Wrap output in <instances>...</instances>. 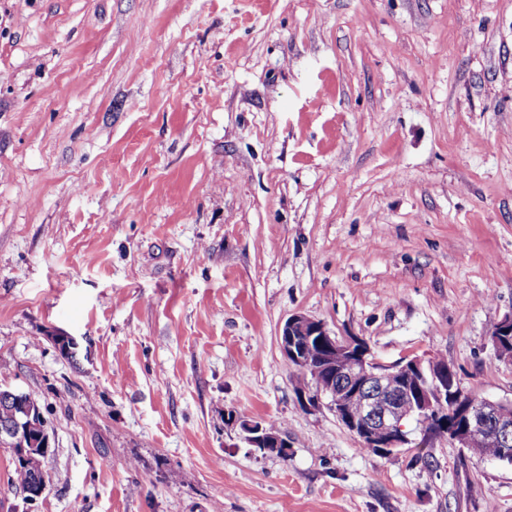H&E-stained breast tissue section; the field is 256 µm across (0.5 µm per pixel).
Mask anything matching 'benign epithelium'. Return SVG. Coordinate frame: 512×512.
<instances>
[{"label":"benign epithelium","mask_w":512,"mask_h":512,"mask_svg":"<svg viewBox=\"0 0 512 512\" xmlns=\"http://www.w3.org/2000/svg\"><path fill=\"white\" fill-rule=\"evenodd\" d=\"M492 346L497 357L512 361V314L493 328ZM317 346L324 376L316 382V395H325L337 419L360 440L381 453H392L409 443L406 432L411 421L422 426L423 440L448 438L461 448L475 443H494L502 448L496 460L512 464V448L505 447L512 434V403L488 399L466 400L458 392L452 369L445 362L423 365L410 358L392 365L378 362L364 341L339 339L323 323L303 314H294L284 323L280 346L286 360L304 363L308 349ZM18 418L0 425V438L20 450H46L47 432L28 439L23 424L33 408L19 405ZM239 423L244 440L262 452L286 454L288 439L272 432L263 423L229 414Z\"/></svg>","instance_id":"7a95c632"}]
</instances>
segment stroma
Listing matches in <instances>:
<instances>
[{
  "label": "stroma",
  "instance_id": "obj_1",
  "mask_svg": "<svg viewBox=\"0 0 512 512\" xmlns=\"http://www.w3.org/2000/svg\"><path fill=\"white\" fill-rule=\"evenodd\" d=\"M296 313L512 401V0H0V389L49 436L0 512H512L301 399ZM494 327V326H493ZM492 332L495 334L491 336L492 346L497 357L512 361V314L502 318ZM238 422L241 431L244 433V440L252 447L262 452L278 453L281 455L288 454L290 445L288 439L283 437L279 432H272L264 426L263 423L237 417L236 414L227 413V420ZM283 459L288 455L281 456Z\"/></svg>",
  "mask_w": 512,
  "mask_h": 512
}]
</instances>
